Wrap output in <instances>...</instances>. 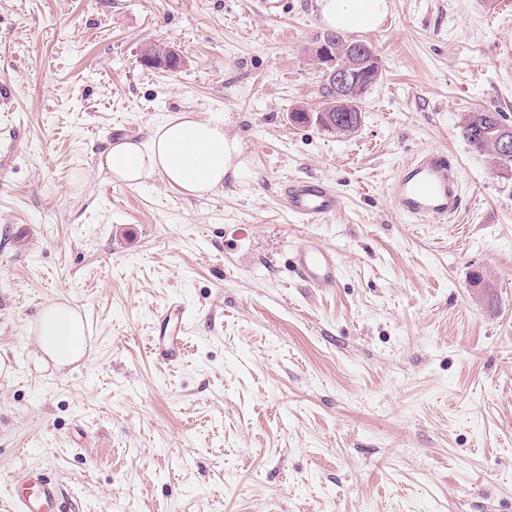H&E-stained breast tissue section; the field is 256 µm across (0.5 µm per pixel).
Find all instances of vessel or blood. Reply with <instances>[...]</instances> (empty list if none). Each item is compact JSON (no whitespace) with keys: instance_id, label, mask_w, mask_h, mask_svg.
I'll return each instance as SVG.
<instances>
[{"instance_id":"obj_1","label":"vessel or blood","mask_w":512,"mask_h":512,"mask_svg":"<svg viewBox=\"0 0 512 512\" xmlns=\"http://www.w3.org/2000/svg\"><path fill=\"white\" fill-rule=\"evenodd\" d=\"M280 196L289 213L309 222L329 217L341 206L336 189L318 178L288 181ZM390 200L400 215L422 223L447 222L463 204L454 156L444 150H427L411 158L394 180ZM291 264L310 288L335 287L341 275L335 252L315 238L306 239L293 251ZM183 318L184 309L177 304L168 305L160 314L152 349L166 360H176L183 350ZM0 512H63L60 487L38 467H20L12 474L7 498L0 501Z\"/></svg>"}]
</instances>
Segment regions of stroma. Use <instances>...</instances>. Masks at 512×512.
Listing matches in <instances>:
<instances>
[{
    "mask_svg": "<svg viewBox=\"0 0 512 512\" xmlns=\"http://www.w3.org/2000/svg\"><path fill=\"white\" fill-rule=\"evenodd\" d=\"M356 33L381 76L339 136L324 104L319 0H0V494L34 465L64 512H512V171L459 123L512 122V6L389 0ZM185 60L144 65L151 43ZM223 124L256 176L207 198L113 182L107 144L170 114ZM450 152L451 223L393 211L409 156ZM321 178L341 209L308 224L279 183ZM314 237L336 288L290 271ZM65 300L85 358L34 362L30 327ZM187 311L184 354L151 349ZM184 308L181 305H168L160 313L159 327L152 341V350L163 355L166 360H176L183 350L182 320Z\"/></svg>",
    "mask_w": 512,
    "mask_h": 512,
    "instance_id": "obj_1",
    "label": "stroma"
}]
</instances>
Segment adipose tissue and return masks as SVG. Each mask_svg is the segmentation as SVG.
Returning a JSON list of instances; mask_svg holds the SVG:
<instances>
[{
	"label": "adipose tissue",
	"mask_w": 512,
	"mask_h": 512,
	"mask_svg": "<svg viewBox=\"0 0 512 512\" xmlns=\"http://www.w3.org/2000/svg\"><path fill=\"white\" fill-rule=\"evenodd\" d=\"M389 13V0H320V20L331 30L372 31ZM102 165L112 180L138 184L157 175L183 195L203 198L224 186L226 179L242 183L255 176V159L242 139L225 132L223 124L180 112L157 126L149 142L121 141L110 146ZM42 364L61 370L85 356L86 322L66 302H52L34 322Z\"/></svg>",
	"instance_id": "adipose-tissue-1"
}]
</instances>
